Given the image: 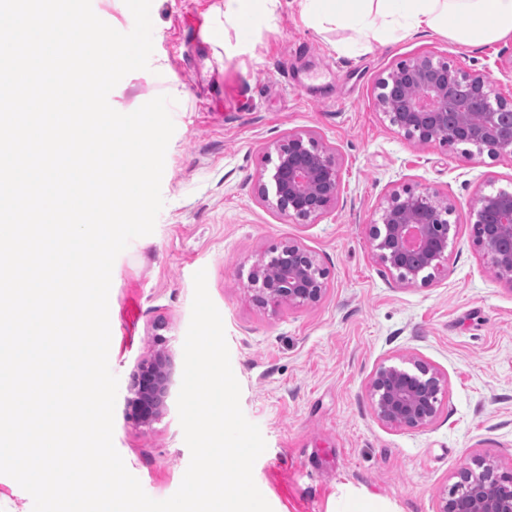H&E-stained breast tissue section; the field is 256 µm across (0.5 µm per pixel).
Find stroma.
Returning <instances> with one entry per match:
<instances>
[{
	"label": "stroma",
	"mask_w": 512,
	"mask_h": 512,
	"mask_svg": "<svg viewBox=\"0 0 512 512\" xmlns=\"http://www.w3.org/2000/svg\"><path fill=\"white\" fill-rule=\"evenodd\" d=\"M151 18L148 69L110 94L120 112L174 99L164 207L153 233L116 258L109 294L113 442L145 493L172 496L191 455L176 407L137 425L126 417L127 387L159 350L181 382L201 269L241 409L266 441L253 478L273 512H438L475 460L512 472V285L477 244L472 214L479 195L512 192V154L408 141L376 105L379 79L421 55L486 72L512 100V37L480 47L433 31L364 41L315 26L289 0L256 4L244 41L224 28V0H152ZM291 134L336 153L339 197L314 220L288 219L258 193L275 143ZM406 188L432 189L451 208L443 269L410 284L377 260L369 237L381 206ZM286 242L329 272L316 304L254 298V264ZM416 361L448 382L438 416L413 430L381 423L370 377Z\"/></svg>",
	"instance_id": "35a3bbf8"
}]
</instances>
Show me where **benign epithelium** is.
Segmentation results:
<instances>
[{
    "label": "benign epithelium",
    "instance_id": "benign-epithelium-1",
    "mask_svg": "<svg viewBox=\"0 0 512 512\" xmlns=\"http://www.w3.org/2000/svg\"><path fill=\"white\" fill-rule=\"evenodd\" d=\"M377 107L408 140L429 144H470L493 153L512 154V101L492 95L480 71L466 72L448 59L423 55L402 62L381 79ZM277 161L261 198L292 219L322 216L339 194L336 154L312 136L291 134L277 143ZM448 203L435 191L406 188L390 196L379 223L371 225L376 258L401 282L438 271L447 260ZM478 243L490 256L500 278L512 283V192L478 197L474 209ZM329 273L314 255L295 243L271 251L257 263L251 282L259 301L278 308L318 302ZM169 356L156 352L132 373L127 417L149 426L167 409ZM447 381L436 369L416 361L413 368L379 367L369 382L377 418L400 429L433 421L441 408ZM439 512H512V473L490 462L464 468L441 501Z\"/></svg>",
    "mask_w": 512,
    "mask_h": 512
}]
</instances>
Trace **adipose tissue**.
<instances>
[{"label":"adipose tissue","instance_id":"ef3b65f1","mask_svg":"<svg viewBox=\"0 0 512 512\" xmlns=\"http://www.w3.org/2000/svg\"><path fill=\"white\" fill-rule=\"evenodd\" d=\"M318 22L362 29L373 19L409 33L430 29L465 45L512 36V0H300Z\"/></svg>","mask_w":512,"mask_h":512}]
</instances>
